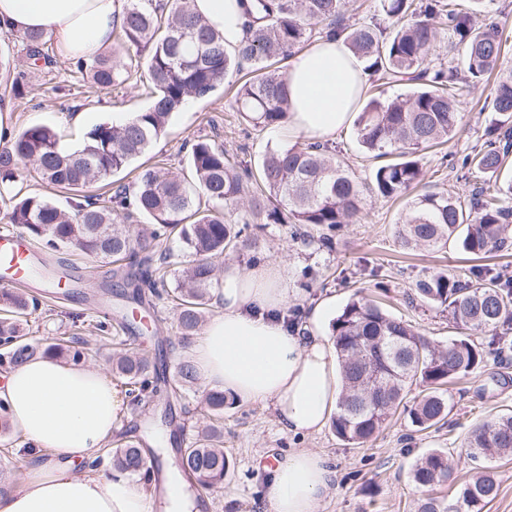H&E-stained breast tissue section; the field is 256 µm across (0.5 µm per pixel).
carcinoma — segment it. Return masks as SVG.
I'll list each match as a JSON object with an SVG mask.
<instances>
[{
    "mask_svg": "<svg viewBox=\"0 0 512 512\" xmlns=\"http://www.w3.org/2000/svg\"><path fill=\"white\" fill-rule=\"evenodd\" d=\"M380 2L388 26L376 20L342 24L346 0H249L244 6L245 37L228 48L224 35L194 11V0H125L118 35L127 62L100 52L78 60L76 68L100 91L112 90L122 79H144L150 101L122 124L95 125L74 152L60 145L48 125L22 130L0 149V183L15 181L18 171L33 165L47 185L74 196V204L66 210L46 196L15 194L10 197L8 223L54 251L65 247L114 264L126 261L142 267L134 287L146 286L155 297L176 302V329L185 344L200 329L203 310L219 287L218 260L229 250L252 246L238 225L224 220V208L243 207L246 224H314L329 230L355 224L365 192L391 199L423 181L412 155L448 142L460 123L459 85L475 88L494 73V117L485 128L484 145L466 158L491 180L466 201L440 191L418 194L397 225V238L405 249L434 250L453 243L474 256L505 247L512 208L502 206V197L512 195V181L501 180L500 173L512 155V68L501 69L502 30L494 20L480 17L479 10L463 8L462 0ZM317 34L343 37L370 77L386 84L419 82L403 96L371 97L359 110V146L375 158L399 156L379 166L370 183H361L349 165L319 141L266 151L254 174L239 169L224 148L200 138L190 148V181L167 168L146 166L132 193L123 184L106 200L87 192L148 150L166 133L174 113L193 100L211 97L228 74L246 65L252 76L236 90L237 111L256 127L280 126L291 108L288 76L272 65L287 60ZM21 39L33 63H52L43 52V33L29 32ZM131 207L147 220L135 234L126 225ZM174 235L186 267L172 288L167 242ZM414 295L448 312L467 334L440 349L372 301L350 299L331 323L342 381L331 420L338 438L357 445L372 440L416 383L423 390L408 412L412 426L419 431L441 427L454 408L447 385L484 366L490 355L495 360L504 357L506 335L512 332L511 275L478 269L475 279L461 280L440 272L418 280ZM0 306V366L8 369L40 351L25 337L21 319L41 303L10 291L0 294ZM478 335L479 342L474 340ZM68 342L82 347L57 343L42 351L65 355L74 364L87 361V342L78 336ZM112 372L137 405L157 393L160 382H171L174 394L199 381L195 367L182 355L171 379L150 375V360L133 347L112 354ZM225 404L224 391L218 389L203 392L200 400L203 412L217 422L224 418ZM466 447L473 460L512 456V414L474 427ZM112 465L133 477L149 469L136 440L118 441ZM178 467L202 489L223 484L228 458L222 429L213 424L199 432L180 451ZM451 474L448 453L438 449L414 462L410 477L423 491L417 512H483L498 495L499 483L487 469L455 482L451 499L436 495V487Z\"/></svg>",
    "mask_w": 512,
    "mask_h": 512,
    "instance_id": "obj_1",
    "label": "carcinoma"
}]
</instances>
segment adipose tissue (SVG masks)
I'll return each instance as SVG.
<instances>
[{
	"label": "adipose tissue",
	"instance_id": "ef3b65f1",
	"mask_svg": "<svg viewBox=\"0 0 512 512\" xmlns=\"http://www.w3.org/2000/svg\"><path fill=\"white\" fill-rule=\"evenodd\" d=\"M197 10L224 35L227 46L241 39L237 0H195ZM124 0H0V31H41L62 59L104 50L123 17ZM292 110L285 130L323 139L352 119L367 77L348 45L323 38L288 61ZM288 272L265 263L224 271L216 300L223 310L188 351L206 386L272 412L283 432H319L336 410L340 389L337 360L317 331L324 313L316 303L305 323L287 325L279 310L288 303ZM13 427L31 446L25 476L0 494V512H153L163 497L169 512H195L182 481L165 475L160 488L140 485L126 472L96 467L99 448L111 436L121 400L98 366L74 365L35 356L0 379ZM84 463L74 474L75 463ZM333 471L327 456L297 448L269 468L267 512H320Z\"/></svg>",
	"mask_w": 512,
	"mask_h": 512
}]
</instances>
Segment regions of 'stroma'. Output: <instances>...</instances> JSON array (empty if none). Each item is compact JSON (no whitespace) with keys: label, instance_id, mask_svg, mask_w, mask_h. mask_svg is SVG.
I'll return each instance as SVG.
<instances>
[{"label":"stroma","instance_id":"35a3bbf8","mask_svg":"<svg viewBox=\"0 0 512 512\" xmlns=\"http://www.w3.org/2000/svg\"><path fill=\"white\" fill-rule=\"evenodd\" d=\"M53 62L31 68L25 46L18 36L0 40V57L8 60L13 73L23 76L24 93L11 98L10 119L15 131L33 124L53 127L66 148L80 146L86 133L96 124H119L148 102L144 86L127 82L115 86L111 94L99 95L70 61L49 46ZM492 83L463 92L458 110L461 128L448 144L420 150L415 159L424 179L421 189L443 191L470 197L487 183L488 176L463 166L462 159L483 139L492 117L486 105ZM211 139L233 154L241 166L257 168L267 148L292 144L293 139L279 130L261 129L242 119L227 90L195 101L176 113L165 135L152 144L138 163L118 173L124 184H132L140 166H162L188 174L187 154L194 140ZM341 158L349 163L363 182H371L377 166L358 145L354 125H347L330 138ZM413 191L388 199L366 194L365 219L346 224L336 231L331 245H323L324 228L292 224H253L248 232L252 248L225 257L224 262L249 269L268 261L284 262L288 269V306L300 315L317 301L330 300L328 317L320 324L330 333L331 320L353 295L376 300L393 316L412 324L434 344L446 346L459 331L447 313L422 304L409 303L407 296L414 283L445 270L461 279L470 278L475 266L471 257L455 246L441 251L418 250L404 254L396 238V226L403 217ZM63 258L69 274L61 284L48 280L46 267ZM35 274L25 281L30 294L39 296L41 310L28 318L27 332L40 346L57 343L74 334L98 349L96 365L108 367L113 337L128 340L145 351L161 367H173L184 349L176 330V311L172 303L160 300L139 306L119 297L110 300L113 315L105 330L96 321L102 292L114 288L117 278L109 260L95 258L72 249L51 251L37 248ZM134 314L131 328L118 327L115 318ZM454 409L449 425L414 431L406 412L397 410L378 436L364 445L340 440L332 428L306 437L280 430L271 412L259 403L228 399L224 409V451L229 470L222 486L197 492L198 512H263L264 467L294 448H312L328 456L335 471L333 483L323 500L321 512H415L421 496L410 478L416 458L432 448L449 452L456 476L475 474L476 464L467 455L464 442L469 430L497 415L512 412V364L487 366L452 386ZM200 390L182 398L158 396L148 403L134 405L123 399L115 433L137 437L151 427L155 418L172 421L175 441L167 448L177 453L207 422L197 406ZM25 443L17 431L0 432V488L23 479Z\"/></svg>","mask_w":512,"mask_h":512}]
</instances>
